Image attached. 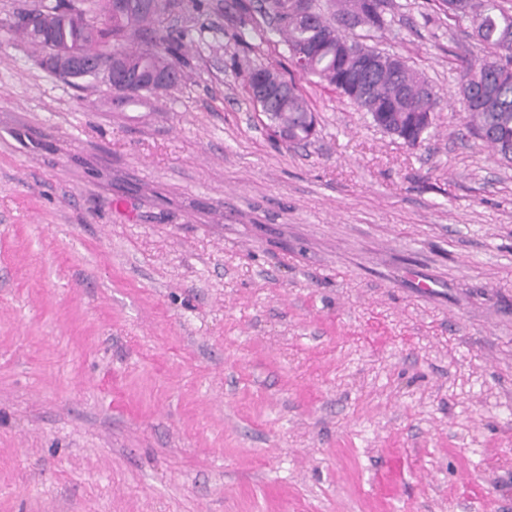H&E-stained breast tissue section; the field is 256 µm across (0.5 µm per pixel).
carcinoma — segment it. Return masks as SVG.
Wrapping results in <instances>:
<instances>
[{
	"instance_id": "1",
	"label": "carcinoma",
	"mask_w": 512,
	"mask_h": 512,
	"mask_svg": "<svg viewBox=\"0 0 512 512\" xmlns=\"http://www.w3.org/2000/svg\"><path fill=\"white\" fill-rule=\"evenodd\" d=\"M135 8L127 9L123 0H38L17 23L21 38L40 56L60 47H71L99 58L112 52L121 56L130 76L138 68L171 69L181 75L184 59V34L169 32L155 36L137 49L127 47L129 33L144 30L158 14L161 0H133ZM380 12L366 15L357 24L372 31L387 26L389 0H377ZM448 18L470 20L471 36L480 42L488 54L479 62L462 61L460 92L466 112L465 128L490 145L500 160L512 164V0H442ZM297 0H265V12L276 21L296 14ZM353 0H330L334 11L325 15L313 10V19L280 25L288 45V70L291 78L281 77L268 68L251 72L249 82L264 74L279 77L292 87L288 95L260 105L261 111L276 128L287 133L288 143L301 144L314 135L316 124L313 109L293 75L311 76L318 83L332 87L362 111L370 114L374 124L399 139L417 137L425 128L428 115L435 112L437 95L428 81L417 77L403 58L385 54L392 64L382 69L373 81L369 96L357 90L355 52L365 46L348 41L337 24L352 10ZM55 20L47 36L28 27L31 16ZM151 80H138L130 93L118 95L125 103L136 104L162 88Z\"/></svg>"
}]
</instances>
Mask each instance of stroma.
Here are the masks:
<instances>
[{
    "label": "stroma",
    "instance_id": "stroma-1",
    "mask_svg": "<svg viewBox=\"0 0 512 512\" xmlns=\"http://www.w3.org/2000/svg\"><path fill=\"white\" fill-rule=\"evenodd\" d=\"M0 0V512H512V167L464 127L469 22L372 45L439 97L418 146L301 79L259 0H165L181 81L120 105Z\"/></svg>",
    "mask_w": 512,
    "mask_h": 512
}]
</instances>
